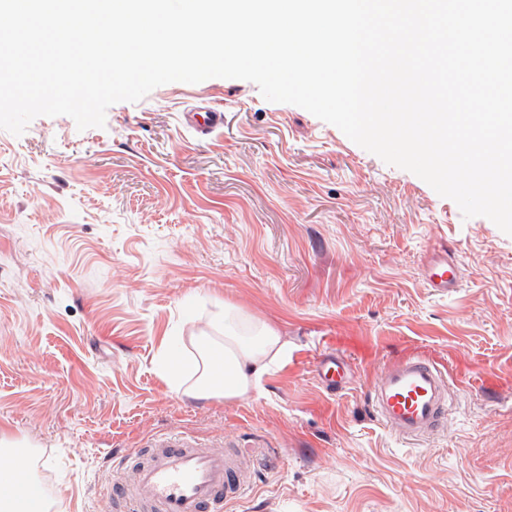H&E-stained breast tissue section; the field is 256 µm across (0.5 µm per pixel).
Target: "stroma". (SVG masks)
Segmentation results:
<instances>
[{
	"label": "stroma",
	"mask_w": 512,
	"mask_h": 512,
	"mask_svg": "<svg viewBox=\"0 0 512 512\" xmlns=\"http://www.w3.org/2000/svg\"><path fill=\"white\" fill-rule=\"evenodd\" d=\"M205 106L224 123L200 137L182 114ZM443 250L448 296L423 274ZM224 301L286 351L249 400L182 397L165 355ZM412 353L452 415L408 444L369 390ZM165 432L251 460L226 512H512V236L245 80L163 85L101 128L0 130V439L32 449L55 512H98L113 454ZM460 266L453 254L443 252L432 260L424 271L429 288L438 294H447L458 287ZM318 380L330 391L336 392L342 387L344 365L336 357H322L316 364Z\"/></svg>",
	"instance_id": "obj_1"
}]
</instances>
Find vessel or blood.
<instances>
[{"mask_svg": "<svg viewBox=\"0 0 512 512\" xmlns=\"http://www.w3.org/2000/svg\"><path fill=\"white\" fill-rule=\"evenodd\" d=\"M185 124L206 136L224 121L222 109H193L183 115ZM456 257L445 253L424 271L429 288L447 294L459 284ZM318 380L331 391L342 386L344 365L336 357H322L316 364ZM370 401L380 422L404 440H419L440 431L452 404L444 373L418 355L386 366L371 384ZM112 491L105 502L110 512H224L226 504L241 499L251 488L249 464L220 445H203L180 433H160L145 447L112 463ZM28 488L38 499L46 490L27 465L14 467L0 489Z\"/></svg>", "mask_w": 512, "mask_h": 512, "instance_id": "obj_1", "label": "vessel or blood"}]
</instances>
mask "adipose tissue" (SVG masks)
<instances>
[{
	"instance_id": "1",
	"label": "adipose tissue",
	"mask_w": 512,
	"mask_h": 512,
	"mask_svg": "<svg viewBox=\"0 0 512 512\" xmlns=\"http://www.w3.org/2000/svg\"><path fill=\"white\" fill-rule=\"evenodd\" d=\"M215 322L223 326V335L192 337L193 352L170 356L168 384L194 400L253 398L263 373L283 355L287 344L266 323L242 329L239 311L230 304L217 312Z\"/></svg>"
}]
</instances>
